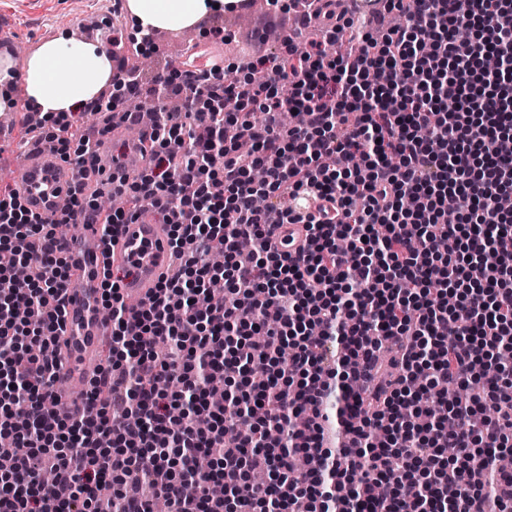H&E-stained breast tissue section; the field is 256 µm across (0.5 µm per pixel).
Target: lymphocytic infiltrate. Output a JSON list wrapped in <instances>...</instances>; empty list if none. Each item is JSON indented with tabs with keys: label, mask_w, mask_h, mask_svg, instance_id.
Instances as JSON below:
<instances>
[{
	"label": "lymphocytic infiltrate",
	"mask_w": 512,
	"mask_h": 512,
	"mask_svg": "<svg viewBox=\"0 0 512 512\" xmlns=\"http://www.w3.org/2000/svg\"><path fill=\"white\" fill-rule=\"evenodd\" d=\"M402 7L406 26L343 54L341 16L305 49L283 40L256 61L265 81L231 62L157 74L146 164L109 180L120 210L86 188L79 117L52 118L73 209L46 216L0 188V251L30 271L20 285L0 266V435L15 459L0 512H512V475L493 465L512 450V212L497 205L512 193V0H384ZM142 83L113 77L105 125L128 120ZM292 109L306 124L282 125ZM145 216L183 262L134 305L103 269L107 364L86 414L50 410L71 274L56 228L98 220L110 236ZM285 224L305 230L292 254L272 243ZM209 374L239 381L237 402L214 403ZM474 380L479 393L449 399ZM212 448L213 468L194 470Z\"/></svg>",
	"instance_id": "lymphocytic-infiltrate-1"
}]
</instances>
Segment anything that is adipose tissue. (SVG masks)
<instances>
[{"mask_svg": "<svg viewBox=\"0 0 512 512\" xmlns=\"http://www.w3.org/2000/svg\"><path fill=\"white\" fill-rule=\"evenodd\" d=\"M231 0H128V8L142 30L184 31L192 28L210 5ZM22 76L28 100L43 113L75 112L97 97L112 77V60L93 42L62 34L46 41L16 64L0 57V89Z\"/></svg>", "mask_w": 512, "mask_h": 512, "instance_id": "ef3b65f1", "label": "adipose tissue"}]
</instances>
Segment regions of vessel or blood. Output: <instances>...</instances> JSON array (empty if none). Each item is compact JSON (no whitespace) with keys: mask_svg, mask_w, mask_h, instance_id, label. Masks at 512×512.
I'll list each match as a JSON object with an SVG mask.
<instances>
[{"mask_svg":"<svg viewBox=\"0 0 512 512\" xmlns=\"http://www.w3.org/2000/svg\"><path fill=\"white\" fill-rule=\"evenodd\" d=\"M71 179V169L43 151L26 164L10 187L31 209L48 214L67 205ZM65 246L73 272L65 288L67 313L59 339L64 369L55 380L54 391L68 410L80 413L84 402L74 396L73 388L93 379L100 346L112 333L101 312V269L107 265L132 268V275L120 283L121 292L143 299L166 270L169 246L164 225L150 223L122 225L111 240L103 238L100 225L89 224L83 235L66 238Z\"/></svg>","mask_w":512,"mask_h":512,"instance_id":"b4317fda","label":"vessel or blood"}]
</instances>
